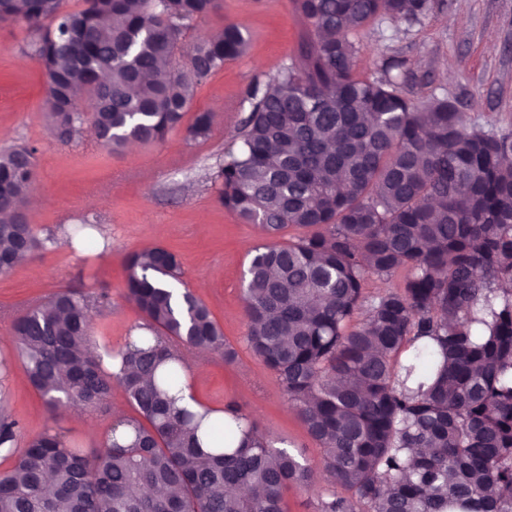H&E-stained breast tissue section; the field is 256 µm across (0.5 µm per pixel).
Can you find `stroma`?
<instances>
[{
	"label": "stroma",
	"instance_id": "obj_1",
	"mask_svg": "<svg viewBox=\"0 0 512 512\" xmlns=\"http://www.w3.org/2000/svg\"><path fill=\"white\" fill-rule=\"evenodd\" d=\"M224 0V13L194 23L188 40L211 35L222 22L240 24L250 37L245 55L225 62L198 86L192 112L218 114L208 138L190 140L185 128L158 144L112 152L81 135L64 144L47 128L46 78L39 62L24 53L29 38L20 19L0 23V151L19 144L35 147L32 192L40 207L28 218L51 246L6 274H0V351L12 347L15 317L32 301L62 289L108 292L112 303L91 312L96 341L122 346L138 320L124 297L126 258L133 251L162 245L177 254L186 288L204 301L236 349L234 362L202 357L189 366L197 398L207 406L235 404L254 420L274 446L302 454L320 466L323 450L289 404L276 374L247 345L248 322L242 276L254 247L262 242L255 225L222 205L211 176L236 143L249 111L245 91L255 79L275 76L295 55L305 24L295 0ZM356 68L377 79L392 58L411 77L403 95L421 102L445 96L488 127L512 125V0H433L415 25L371 24L353 35ZM95 222L90 244L69 245L61 231ZM9 410L24 437L63 428L86 450L101 448L115 405H127L120 387L105 404L87 410L88 425L72 413L52 418L29 385L21 365L10 378Z\"/></svg>",
	"mask_w": 512,
	"mask_h": 512
}]
</instances>
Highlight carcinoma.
Instances as JSON below:
<instances>
[{
  "label": "carcinoma",
  "mask_w": 512,
  "mask_h": 512,
  "mask_svg": "<svg viewBox=\"0 0 512 512\" xmlns=\"http://www.w3.org/2000/svg\"><path fill=\"white\" fill-rule=\"evenodd\" d=\"M61 2L0 0V16L36 33L47 124L63 142L85 122L82 98L96 101L109 150L162 142L197 87L249 45L230 22L185 41L223 0H84L71 12ZM297 7L299 54L248 88L237 148L211 180L269 240L244 273L247 342L323 447L316 512H512V127L487 129L446 97L407 98L399 61L379 79L357 73L350 34L417 23L432 0ZM211 129L198 112L186 133ZM34 166L33 147L0 152L1 274L44 248L22 207ZM289 227L303 233L277 242ZM400 271L403 285L363 295L367 277ZM180 282L169 249L129 255L124 297L144 334L117 349L92 340L88 312L103 293L61 290L17 317L0 374L20 361L53 417L101 405L114 384L134 415L92 454L52 428L21 447L0 399V458L12 461L0 512H286L288 487L315 485L316 470L241 408L174 405L183 353L236 357Z\"/></svg>",
  "instance_id": "1"
}]
</instances>
